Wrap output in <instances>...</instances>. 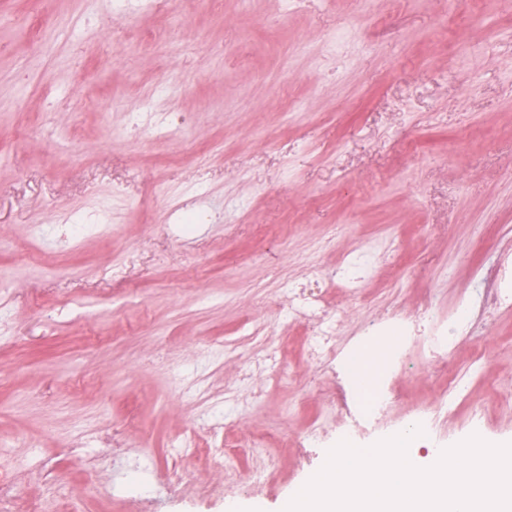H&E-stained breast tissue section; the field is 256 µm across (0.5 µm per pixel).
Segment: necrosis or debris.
Wrapping results in <instances>:
<instances>
[{"instance_id":"4bbe7bcc","label":"necrosis or debris","mask_w":512,"mask_h":512,"mask_svg":"<svg viewBox=\"0 0 512 512\" xmlns=\"http://www.w3.org/2000/svg\"><path fill=\"white\" fill-rule=\"evenodd\" d=\"M381 259L380 254L357 249L343 254L328 272L313 276L304 283L288 282V302L278 311L284 320L299 322L308 333L307 360L315 364L320 373L339 374L354 351L364 347L385 345L384 369L367 391L351 390L348 395L327 393V407L341 410L345 427L340 437L315 427L303 439L306 447L314 448L326 443L336 445L344 439L360 448L370 447L373 435L381 430L388 435L403 431L408 423L421 424L425 434L422 444L437 447L431 432V422L439 408L447 407L449 398L464 399L468 392L450 366L451 336L471 333L475 323H489L493 310L512 306V258H499L492 288L486 289L482 310H475L469 298H461L448 313L437 310V299H429L419 309L408 312L398 308L386 309L380 317L365 327L355 343L344 345L338 338L346 321L344 309L335 307L330 290L361 296L364 305H371L370 297L362 296L360 282L363 275ZM418 349L428 367L442 379L444 394L439 402L426 403L415 409L410 418L397 419L393 410L397 397L390 387L396 371L405 367L406 355Z\"/></svg>"}]
</instances>
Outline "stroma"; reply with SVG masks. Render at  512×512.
I'll return each mask as SVG.
<instances>
[{"mask_svg":"<svg viewBox=\"0 0 512 512\" xmlns=\"http://www.w3.org/2000/svg\"><path fill=\"white\" fill-rule=\"evenodd\" d=\"M0 0V470L46 493L51 467L77 512H283L327 451L301 446L333 379L303 357L306 331L273 319L281 280H305L362 245L396 248L363 284L377 306L334 294L366 320L396 304L440 310L482 298L512 251V0ZM133 112L167 118L134 131ZM211 220L180 234L182 204ZM267 328L287 382L257 379L241 434L288 437L262 491L255 459L178 447L204 403L236 388L242 352ZM230 356L201 365L205 346ZM454 368L484 424L448 417L452 441L512 442V309L455 340ZM418 354L396 373L394 416L431 401ZM122 428L157 494L70 453Z\"/></svg>","mask_w":512,"mask_h":512,"instance_id":"1","label":"stroma"}]
</instances>
